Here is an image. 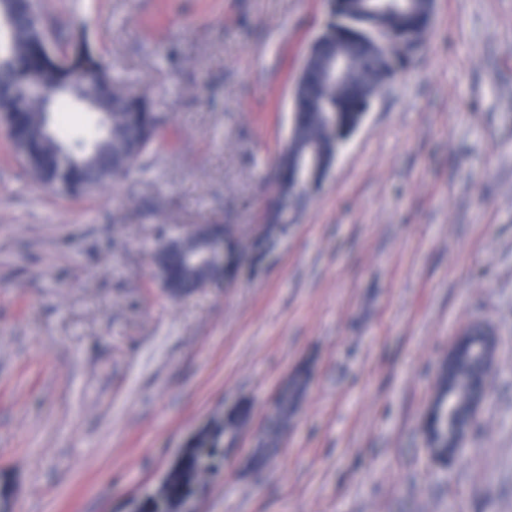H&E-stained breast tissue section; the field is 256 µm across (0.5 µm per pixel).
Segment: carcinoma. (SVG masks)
Listing matches in <instances>:
<instances>
[{"label": "carcinoma", "instance_id": "obj_1", "mask_svg": "<svg viewBox=\"0 0 512 512\" xmlns=\"http://www.w3.org/2000/svg\"><path fill=\"white\" fill-rule=\"evenodd\" d=\"M345 13V5H332V21L324 37L314 41L319 56L338 54L343 58L344 78L338 83L327 79L317 61L296 79L301 106L295 113V133L288 140V154L279 158L275 183L284 190L287 208L302 201L312 187L310 183L290 180V157L314 144L327 162L334 161L337 142L348 138L361 124L366 98L396 75L381 53L367 44L362 22L345 19ZM69 45L73 52L69 71L62 73L46 66L34 25L29 17H20L9 55L0 62V95L7 96L13 88L23 85L28 73L39 71L46 88L61 90L54 100V111L60 115L84 108V100L91 98L93 112L110 116L111 129L106 134L99 123L94 131L75 134L61 120L54 124V136L45 138L37 100L15 103L6 118L13 128V144L26 142L30 147L23 167L34 180L54 187L57 192L85 196L105 183V174L119 182L132 173L155 144L159 117L149 98L130 95L112 82L106 66L86 40H73ZM204 237L224 243V254L214 262L192 267L191 259ZM247 244L248 239L233 224H203L198 234L156 249L153 274L167 292L186 295L231 276L237 257ZM450 375L454 378L453 394L438 398L429 418V427L442 437L470 421L468 400L476 392H486L485 373L476 356L461 359L451 373L437 376V382L448 384ZM306 381V374L300 373L282 393L277 412L267 419L259 448L253 454L255 467L267 464L280 435L288 428ZM251 416V404L241 402L227 413L213 417L169 465L153 493L137 504L136 512H181L196 486L211 473L203 468L197 449L215 460L224 457L225 437L245 426Z\"/></svg>", "mask_w": 512, "mask_h": 512}]
</instances>
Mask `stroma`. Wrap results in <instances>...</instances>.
Returning a JSON list of instances; mask_svg holds the SVG:
<instances>
[{"label":"stroma","instance_id":"1","mask_svg":"<svg viewBox=\"0 0 512 512\" xmlns=\"http://www.w3.org/2000/svg\"><path fill=\"white\" fill-rule=\"evenodd\" d=\"M159 136L82 199L0 133V474L16 512H129L213 412L253 414L198 512H512V0H436L288 232L236 279L174 299L151 275L186 224H263L301 64L328 0H40ZM496 361L461 458L422 421L471 323ZM310 379L266 466L265 416Z\"/></svg>","mask_w":512,"mask_h":512}]
</instances>
